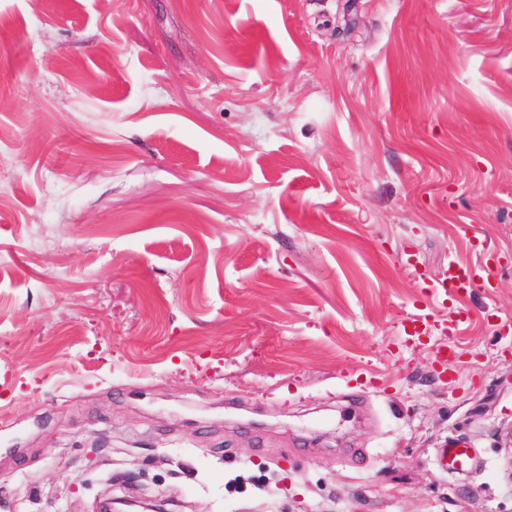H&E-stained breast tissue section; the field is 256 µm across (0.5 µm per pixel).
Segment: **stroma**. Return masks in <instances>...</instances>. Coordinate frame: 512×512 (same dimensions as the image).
<instances>
[{"instance_id": "35a3bbf8", "label": "stroma", "mask_w": 512, "mask_h": 512, "mask_svg": "<svg viewBox=\"0 0 512 512\" xmlns=\"http://www.w3.org/2000/svg\"><path fill=\"white\" fill-rule=\"evenodd\" d=\"M510 323L512 0H0V512H512ZM484 272L483 269H464L456 263H449L444 277L430 287L433 288L431 292L447 303L448 299L457 298L473 288H489L490 283ZM431 318L428 316L410 314L402 322L403 331L407 335V341L414 342L422 336L428 335L430 331ZM435 462L442 471L465 474L473 469L474 453L469 444L452 441L437 450Z\"/></svg>"}]
</instances>
